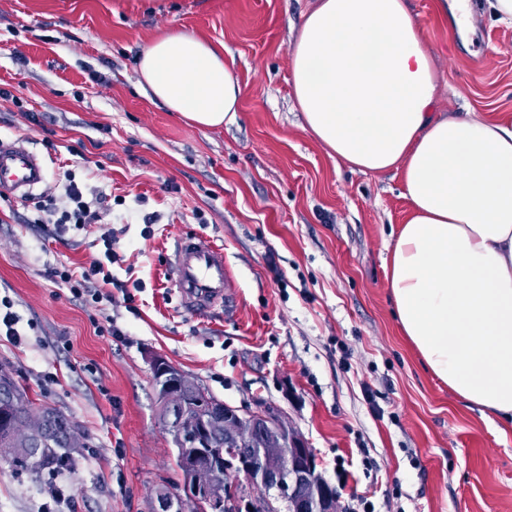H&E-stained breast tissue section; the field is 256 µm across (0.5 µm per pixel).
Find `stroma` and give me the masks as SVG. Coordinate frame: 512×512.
Returning a JSON list of instances; mask_svg holds the SVG:
<instances>
[{
	"label": "stroma",
	"instance_id": "35a3bbf8",
	"mask_svg": "<svg viewBox=\"0 0 512 512\" xmlns=\"http://www.w3.org/2000/svg\"><path fill=\"white\" fill-rule=\"evenodd\" d=\"M311 4L0 0V137L43 153L46 193L61 196L72 171L109 204L100 223L48 240L34 202L0 199V298L24 334L0 335V365L83 433L58 477L74 512H153L158 490L180 493L154 354L230 405L280 406L356 512H512V425L427 370L395 317L385 260L410 214L400 174L350 170L302 128L289 48ZM408 5L439 111L512 124V25L479 13L462 35L439 0ZM174 30L234 59V122L200 129L140 87L138 55ZM110 228L122 232L112 273L135 298L116 288L94 304L49 271L99 258ZM185 232L223 247L235 306L180 308L165 256ZM47 478L0 461V512H42Z\"/></svg>",
	"mask_w": 512,
	"mask_h": 512
}]
</instances>
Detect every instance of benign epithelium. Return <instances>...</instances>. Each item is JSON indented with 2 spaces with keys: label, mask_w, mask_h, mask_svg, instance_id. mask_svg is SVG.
Returning <instances> with one entry per match:
<instances>
[{
  "label": "benign epithelium",
  "mask_w": 512,
  "mask_h": 512,
  "mask_svg": "<svg viewBox=\"0 0 512 512\" xmlns=\"http://www.w3.org/2000/svg\"><path fill=\"white\" fill-rule=\"evenodd\" d=\"M150 368L166 424L189 404L195 411L185 423L189 439L177 451L182 493H158L153 512H278L269 496L248 499L218 479L221 469L276 491L288 512H342L336 489L317 471L313 449L290 428L280 407L250 410L224 403L161 355L150 358ZM45 426L43 416L33 414L20 433L38 437Z\"/></svg>",
  "instance_id": "1"
}]
</instances>
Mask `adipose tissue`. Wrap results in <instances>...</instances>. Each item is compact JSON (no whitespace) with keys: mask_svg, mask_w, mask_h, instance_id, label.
<instances>
[{"mask_svg":"<svg viewBox=\"0 0 512 512\" xmlns=\"http://www.w3.org/2000/svg\"><path fill=\"white\" fill-rule=\"evenodd\" d=\"M289 62L328 155L401 175L410 215L386 264L405 336L455 394L512 424V125L437 112L439 75L406 0H313ZM137 70L198 127L240 109L232 63L195 34L157 37Z\"/></svg>","mask_w":512,"mask_h":512,"instance_id":"ef3b65f1","label":"adipose tissue"}]
</instances>
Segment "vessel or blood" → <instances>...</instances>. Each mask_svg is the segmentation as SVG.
I'll list each match as a JSON object with an SVG mask.
<instances>
[{
    "instance_id": "b4317fda",
    "label": "vessel or blood",
    "mask_w": 512,
    "mask_h": 512,
    "mask_svg": "<svg viewBox=\"0 0 512 512\" xmlns=\"http://www.w3.org/2000/svg\"><path fill=\"white\" fill-rule=\"evenodd\" d=\"M46 182V162L27 141L0 139L1 197L27 199ZM166 274L186 312L205 315L232 307L236 300L223 248L203 243L195 235L184 233L175 239Z\"/></svg>"
}]
</instances>
